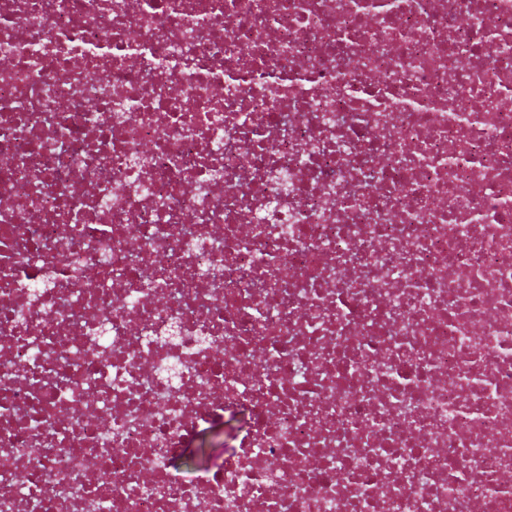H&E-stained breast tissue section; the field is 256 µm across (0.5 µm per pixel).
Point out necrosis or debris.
Returning a JSON list of instances; mask_svg holds the SVG:
<instances>
[{"label":"necrosis or debris","mask_w":512,"mask_h":512,"mask_svg":"<svg viewBox=\"0 0 512 512\" xmlns=\"http://www.w3.org/2000/svg\"><path fill=\"white\" fill-rule=\"evenodd\" d=\"M0 57V512H512V0H0Z\"/></svg>","instance_id":"4bbe7bcc"}]
</instances>
